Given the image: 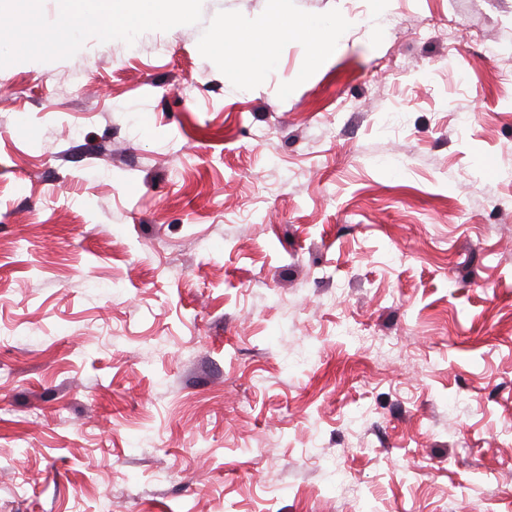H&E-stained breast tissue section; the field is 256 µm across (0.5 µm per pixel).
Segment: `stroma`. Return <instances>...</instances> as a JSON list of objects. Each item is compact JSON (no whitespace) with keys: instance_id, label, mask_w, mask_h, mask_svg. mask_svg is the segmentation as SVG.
I'll return each mask as SVG.
<instances>
[{"instance_id":"stroma-1","label":"stroma","mask_w":512,"mask_h":512,"mask_svg":"<svg viewBox=\"0 0 512 512\" xmlns=\"http://www.w3.org/2000/svg\"><path fill=\"white\" fill-rule=\"evenodd\" d=\"M267 7L0 0V512H512V0ZM179 0H61L60 35L70 43L88 23H100L110 34L130 40L142 28L164 25ZM279 0H270L264 22L259 24L235 23L224 26L214 35L208 49L219 48L222 53L226 32H230L232 59L227 64L226 78L234 86L252 85L259 75L275 62V50L280 45L304 38L308 52L321 60L341 47V19L319 17L288 18L279 7Z\"/></svg>"}]
</instances>
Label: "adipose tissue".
<instances>
[{
  "label": "adipose tissue",
  "instance_id": "obj_1",
  "mask_svg": "<svg viewBox=\"0 0 512 512\" xmlns=\"http://www.w3.org/2000/svg\"><path fill=\"white\" fill-rule=\"evenodd\" d=\"M177 0H61L60 35L71 42L75 33L86 24L99 23L110 34L128 40L142 28L164 25L173 18ZM279 0H269L264 22L236 23L228 30L218 31L211 40L214 47L231 45L232 59L226 78L234 86L252 85L259 75L275 62L280 45L304 39L308 52L321 60L341 47L342 20L319 17L284 16Z\"/></svg>",
  "mask_w": 512,
  "mask_h": 512
}]
</instances>
